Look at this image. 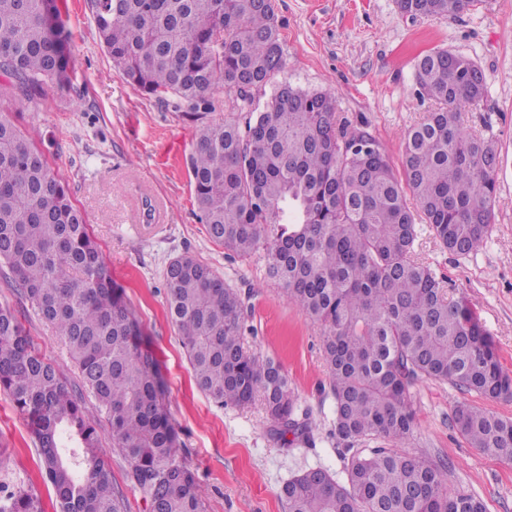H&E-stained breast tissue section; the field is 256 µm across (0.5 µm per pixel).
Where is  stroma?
Returning <instances> with one entry per match:
<instances>
[{
    "mask_svg": "<svg viewBox=\"0 0 512 512\" xmlns=\"http://www.w3.org/2000/svg\"><path fill=\"white\" fill-rule=\"evenodd\" d=\"M280 22L285 65L271 78L329 93L338 119L364 126L393 165L402 160L406 131L423 120L432 101L419 94L417 56L448 49L469 56L486 86L465 127L500 152L496 219L478 252L459 259L421 227L416 257L463 296L490 335L503 370L512 375V0H479L456 18L409 16L396 0H272ZM74 75L29 103L0 96V117L14 121L63 175L86 215L113 279L161 363L166 404L175 425L179 460L198 476L204 512H288L286 481L320 467L341 472L346 450L330 435L333 397L320 322L288 301L268 278L263 251L236 256L212 242L197 218L187 166L195 138L216 122L244 114L231 96L214 94L212 111L192 114L176 98L158 100L132 88L100 45L87 0H66ZM190 255L209 264L242 296L244 344L278 361L298 413L316 425L312 443L283 445L260 405L221 407L195 386L165 301L171 259ZM0 305L15 309L38 352L69 386L78 372L51 327L41 321L0 266ZM417 425L402 448L448 465V493L480 497L487 512H512V458L471 447L453 412L467 402L512 417V399L488 400L448 384L417 380L410 388ZM101 448L112 484L127 512H150L127 478L128 465L102 431ZM39 447L10 396L0 391V488H24L51 508V486L37 462Z\"/></svg>",
    "mask_w": 512,
    "mask_h": 512,
    "instance_id": "1",
    "label": "stroma"
}]
</instances>
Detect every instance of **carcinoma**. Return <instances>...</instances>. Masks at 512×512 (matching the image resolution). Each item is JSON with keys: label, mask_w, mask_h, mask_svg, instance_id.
<instances>
[{"label": "carcinoma", "mask_w": 512, "mask_h": 512, "mask_svg": "<svg viewBox=\"0 0 512 512\" xmlns=\"http://www.w3.org/2000/svg\"><path fill=\"white\" fill-rule=\"evenodd\" d=\"M478 0H397L401 12L455 18ZM101 46L143 95L175 97L195 112L217 90L234 96L244 125L204 127L189 158L194 199L208 237L247 257L266 246V268L284 294L324 326L334 399L333 434L350 453L344 479L316 468L282 487L289 512H486L481 498L449 495L448 468L372 439L410 436L411 384L447 381L488 400L512 398V377L475 312L414 256L416 217L466 258L495 220L499 153L464 131L462 115L485 96L469 57L446 49L415 64L435 109L404 137L396 171L379 141L336 117L333 97L288 82L262 110L254 92L283 65L271 0H89ZM0 72L33 101L72 79L69 31L59 0H0ZM0 264L75 362L104 414L150 512H203L199 481L175 457L156 356L103 261L83 212L46 154L0 120ZM166 303L196 387L222 406L259 400L291 445L313 422L296 416L288 376L244 347L243 302L210 265L174 258ZM0 390L24 414L40 448L56 512H124L101 435L82 397L61 381L9 307L0 306ZM460 435L512 458V418L462 402ZM293 439L286 440L287 435ZM0 512H44L38 497L0 490Z\"/></svg>", "instance_id": "carcinoma-1"}]
</instances>
